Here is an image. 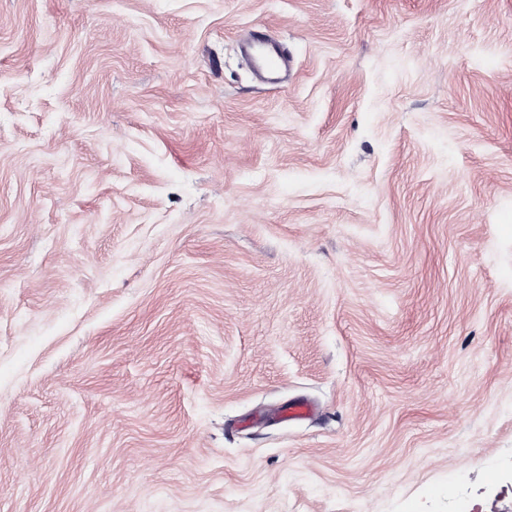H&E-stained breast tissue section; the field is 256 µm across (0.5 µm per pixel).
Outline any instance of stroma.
Wrapping results in <instances>:
<instances>
[{
    "mask_svg": "<svg viewBox=\"0 0 512 512\" xmlns=\"http://www.w3.org/2000/svg\"><path fill=\"white\" fill-rule=\"evenodd\" d=\"M511 482L512 0H0V512ZM244 59L258 68V77L263 81L276 82L282 72H288V50L267 38L261 27L254 28L252 40L246 48Z\"/></svg>",
    "mask_w": 512,
    "mask_h": 512,
    "instance_id": "stroma-1",
    "label": "stroma"
}]
</instances>
